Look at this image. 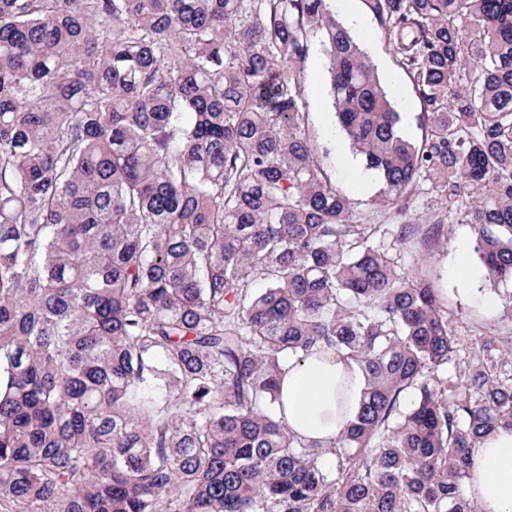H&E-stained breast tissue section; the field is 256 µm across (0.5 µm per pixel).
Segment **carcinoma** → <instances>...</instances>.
<instances>
[{
    "label": "carcinoma",
    "instance_id": "obj_1",
    "mask_svg": "<svg viewBox=\"0 0 512 512\" xmlns=\"http://www.w3.org/2000/svg\"><path fill=\"white\" fill-rule=\"evenodd\" d=\"M327 2L0 0V512H478L512 328L464 351L353 220L303 68L320 42L384 206L437 185L512 311V0H365L419 142ZM321 347L367 377L332 442L276 408Z\"/></svg>",
    "mask_w": 512,
    "mask_h": 512
}]
</instances>
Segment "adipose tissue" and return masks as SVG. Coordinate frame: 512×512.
Here are the masks:
<instances>
[{
	"label": "adipose tissue",
	"instance_id": "1",
	"mask_svg": "<svg viewBox=\"0 0 512 512\" xmlns=\"http://www.w3.org/2000/svg\"><path fill=\"white\" fill-rule=\"evenodd\" d=\"M367 379L345 352L329 348L283 368L280 400L289 427L313 439L336 437L359 411ZM467 492L480 512H512V430H498L471 454Z\"/></svg>",
	"mask_w": 512,
	"mask_h": 512
}]
</instances>
